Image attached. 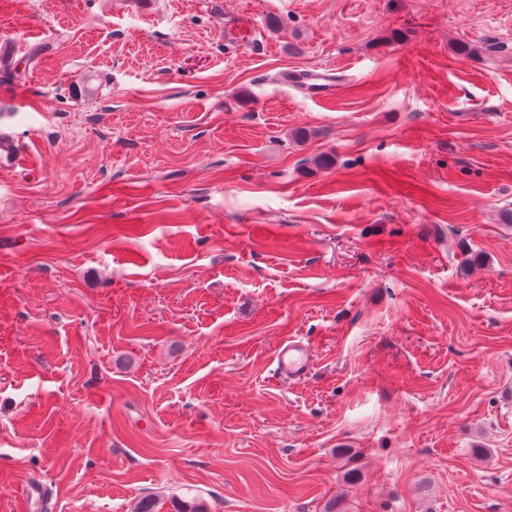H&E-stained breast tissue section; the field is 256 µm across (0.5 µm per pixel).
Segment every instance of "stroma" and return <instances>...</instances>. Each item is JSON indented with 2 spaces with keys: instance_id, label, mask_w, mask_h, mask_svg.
I'll return each mask as SVG.
<instances>
[{
  "instance_id": "stroma-1",
  "label": "stroma",
  "mask_w": 512,
  "mask_h": 512,
  "mask_svg": "<svg viewBox=\"0 0 512 512\" xmlns=\"http://www.w3.org/2000/svg\"><path fill=\"white\" fill-rule=\"evenodd\" d=\"M2 33L36 164L0 174V512L33 477L50 512H512V0H0ZM323 65L330 100L278 80ZM313 357L309 343L289 340L276 353V374L281 380H300L311 371Z\"/></svg>"
}]
</instances>
